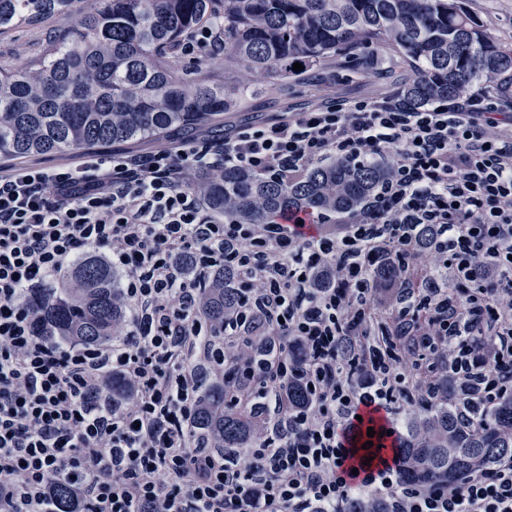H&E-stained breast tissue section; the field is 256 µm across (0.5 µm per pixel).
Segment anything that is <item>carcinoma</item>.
Returning <instances> with one entry per match:
<instances>
[{
  "label": "carcinoma",
  "instance_id": "1",
  "mask_svg": "<svg viewBox=\"0 0 512 512\" xmlns=\"http://www.w3.org/2000/svg\"><path fill=\"white\" fill-rule=\"evenodd\" d=\"M70 0H0V33L19 24L68 21ZM218 30L224 58L242 61L251 72L285 79L336 56L378 49L393 53L414 73L402 95L417 107L467 95L477 83L512 85V46L490 37L463 0H94L80 22L49 42L40 59L19 69L0 65V158L23 159L89 150L107 144L167 138L176 130L211 125L219 138V117L252 93L248 86L226 88L200 81L196 62L202 46L175 73L169 58L193 31ZM391 174L382 164L317 162L301 179L281 183L240 168L199 172L188 187L207 209L236 224H270L289 213L334 220L358 209ZM483 262L508 276L488 244ZM390 268L404 274L402 288L421 278L412 260L394 255ZM119 276L89 255L49 288L30 293L47 336L100 345L124 327L128 311L116 285ZM324 270L313 268L305 287L328 288ZM236 281L224 270L204 285L201 322L223 336L224 289ZM230 364L219 370L201 363L200 403L195 434L224 454L243 445L256 419L225 403ZM466 395L436 397L407 408L412 432L434 437L412 448L414 480L440 476L456 480L467 468L512 452V399L490 410L476 409L480 435L448 432L455 407Z\"/></svg>",
  "mask_w": 512,
  "mask_h": 512
}]
</instances>
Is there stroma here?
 Instances as JSON below:
<instances>
[{
	"instance_id": "35a3bbf8",
	"label": "stroma",
	"mask_w": 512,
	"mask_h": 512,
	"mask_svg": "<svg viewBox=\"0 0 512 512\" xmlns=\"http://www.w3.org/2000/svg\"><path fill=\"white\" fill-rule=\"evenodd\" d=\"M464 3L491 37L512 42V0H464ZM57 34V22L50 21L0 35V65L31 64ZM198 77L213 85L247 83L256 87V94L246 97L225 114L224 124L230 128L304 112L334 99L352 101L397 92L411 79L412 73L402 68L395 56L379 50L353 58H329L306 75L289 81L267 74L252 75L219 54L202 65Z\"/></svg>"
}]
</instances>
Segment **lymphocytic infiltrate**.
<instances>
[{"instance_id": "f902f5d3", "label": "lymphocytic infiltrate", "mask_w": 512, "mask_h": 512, "mask_svg": "<svg viewBox=\"0 0 512 512\" xmlns=\"http://www.w3.org/2000/svg\"><path fill=\"white\" fill-rule=\"evenodd\" d=\"M390 165L360 208L328 224H235L186 185L194 171L248 169L287 182L319 161ZM434 225L422 287L381 269ZM512 254V94L483 90L413 108L398 93L74 167L0 168V512H512V454L461 481L410 478L406 403L436 375L473 376L472 402L512 394V288L486 277V242ZM94 252L120 276L125 335L86 346L39 335L31 288ZM201 273L239 260L223 339L198 314ZM329 267L327 291L303 287ZM237 367L227 404L259 418L263 447L221 457L194 435L198 360ZM304 404L283 393L288 371ZM120 409L89 397L111 374ZM384 415L367 433L366 410Z\"/></svg>"}]
</instances>
